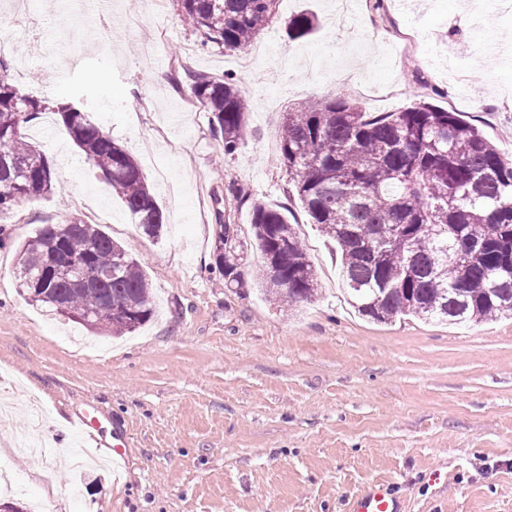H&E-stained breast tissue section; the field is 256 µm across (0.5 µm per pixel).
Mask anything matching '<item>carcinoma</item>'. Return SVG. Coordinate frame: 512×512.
Returning <instances> with one entry per match:
<instances>
[{
    "mask_svg": "<svg viewBox=\"0 0 512 512\" xmlns=\"http://www.w3.org/2000/svg\"><path fill=\"white\" fill-rule=\"evenodd\" d=\"M202 45L244 46L277 20L278 0H175ZM315 26L302 14L297 37ZM190 95L212 115L224 153L243 135L245 103L236 81L195 75ZM59 116L87 162L112 186L143 234L165 224L141 168L71 101L47 106L22 92L0 57V213L52 191L55 173L25 136L46 111ZM283 163L303 208L336 242L351 305L377 322L412 315L460 324L512 315V161L480 130L427 102L375 114L345 99L308 101L279 117ZM261 263L256 285L276 303L308 302L317 277L294 225L277 209L251 204ZM224 281L242 265L216 247ZM76 257L112 269L101 286L53 270ZM14 274L31 305L110 336H124L155 314L145 263L98 224H45L20 246ZM43 288L41 296L33 289Z\"/></svg>",
    "mask_w": 512,
    "mask_h": 512,
    "instance_id": "obj_1",
    "label": "carcinoma"
}]
</instances>
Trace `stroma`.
Listing matches in <instances>:
<instances>
[{
	"label": "stroma",
	"instance_id": "stroma-1",
	"mask_svg": "<svg viewBox=\"0 0 512 512\" xmlns=\"http://www.w3.org/2000/svg\"><path fill=\"white\" fill-rule=\"evenodd\" d=\"M279 0L244 49L204 47L174 0H0L6 58L22 92L80 102L135 158L162 210L146 237L63 125L46 114L26 135L51 161L56 187L0 216V369L41 399L0 412V463L15 498L50 512H348L371 484L395 489L404 512H512V319L449 325L404 317L376 323L349 305L335 244L292 195L280 158L279 115L311 99L344 98L369 112L419 101L454 112L512 155V8L490 0L480 29L466 0ZM308 13L316 27L288 34ZM418 39L415 51L397 33ZM233 75L247 104L234 153L211 119L188 111L192 76ZM286 211L318 280L288 308L252 281L225 285L215 266L220 225L257 268L251 201ZM96 222L143 259L160 312L128 336L86 332L29 305L13 271L17 250L45 224ZM98 407L104 435L129 434L122 467L75 485L64 461L86 439L69 420ZM35 433L56 448L44 471L15 454Z\"/></svg>",
	"mask_w": 512,
	"mask_h": 512
}]
</instances>
